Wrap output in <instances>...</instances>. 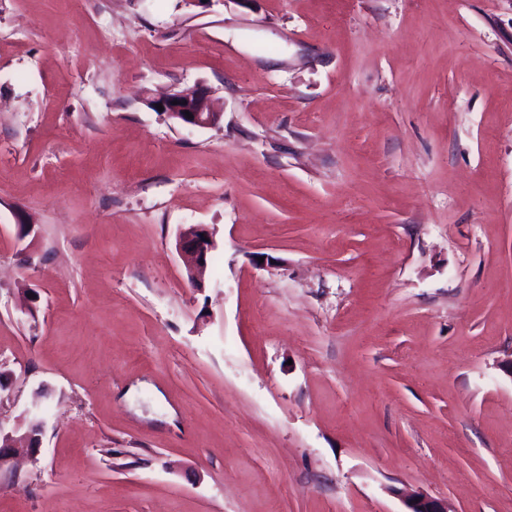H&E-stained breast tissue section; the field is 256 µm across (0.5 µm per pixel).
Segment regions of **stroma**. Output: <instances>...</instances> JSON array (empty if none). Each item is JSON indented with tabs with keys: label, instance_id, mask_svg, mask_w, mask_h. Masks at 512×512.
Here are the masks:
<instances>
[{
	"label": "stroma",
	"instance_id": "35a3bbf8",
	"mask_svg": "<svg viewBox=\"0 0 512 512\" xmlns=\"http://www.w3.org/2000/svg\"><path fill=\"white\" fill-rule=\"evenodd\" d=\"M511 355L512 0H0V512H512ZM177 101V105L173 102ZM161 104L163 112L178 122L192 127H209L217 124L221 118L220 112H213L209 103V91L207 89L194 87L174 92L164 99L155 103L157 107ZM186 111L193 115V118L186 117ZM176 246L190 260L189 274L193 279L195 271L199 272L207 265L208 256L215 246L213 233L202 225H192L179 232Z\"/></svg>",
	"mask_w": 512,
	"mask_h": 512
}]
</instances>
